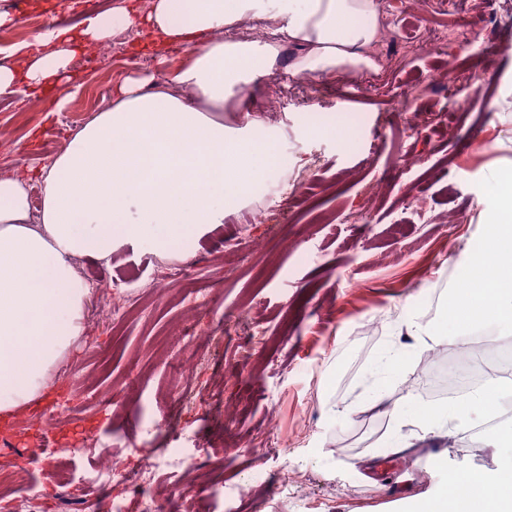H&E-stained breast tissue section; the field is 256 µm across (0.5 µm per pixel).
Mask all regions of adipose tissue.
I'll list each match as a JSON object with an SVG mask.
<instances>
[{"label": "adipose tissue", "instance_id": "obj_1", "mask_svg": "<svg viewBox=\"0 0 512 512\" xmlns=\"http://www.w3.org/2000/svg\"><path fill=\"white\" fill-rule=\"evenodd\" d=\"M381 0H113L88 24L37 33L16 61L0 64V99L43 105L69 95L78 53L107 47L122 27L144 20L155 55L189 48L165 82L125 79L110 105L71 131L38 170L43 198L32 209L26 170L0 172V418L24 415L54 387L52 371L85 332L89 286L74 258L111 261L134 245L170 258L247 201L282 168L274 128L261 119L235 129L224 107L241 111L240 90L274 69L283 46L297 54L295 76L378 72ZM275 27V41L239 39L252 20ZM497 208L434 322L414 324L419 341L461 347L474 337H512V173L490 186ZM412 353L389 347L361 402L381 408L391 434L385 450L431 435L453 436L511 376L487 378L453 404L414 394L389 402L387 386Z\"/></svg>", "mask_w": 512, "mask_h": 512}]
</instances>
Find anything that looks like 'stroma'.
<instances>
[{"label": "stroma", "instance_id": "35a3bbf8", "mask_svg": "<svg viewBox=\"0 0 512 512\" xmlns=\"http://www.w3.org/2000/svg\"><path fill=\"white\" fill-rule=\"evenodd\" d=\"M42 0L24 8L12 47L45 28L96 15L103 0ZM428 0L410 15L407 0H382L386 26L408 28L412 43L384 41L389 56L376 78L314 77L311 98L280 92L272 76L249 83L255 117L277 128L287 175H272L246 206L225 213L190 254L161 259L125 246L105 264L78 258L91 289L82 341L54 370L63 393L47 404L57 419L15 424L0 464L28 465V484L14 498L28 512H112L127 498L113 459L135 472L148 458H187L155 492L168 503L183 484L203 492L202 512H408L415 496L440 492L432 464L451 475L491 474L505 464L480 422L455 437L429 436L387 456L375 450L390 430L376 408L333 417L332 406L357 405L377 358L391 343H409L397 326L406 297L420 286L432 295L417 320L439 314L483 234L481 211H493L487 186L512 169V112L493 101L512 100V16L497 0L462 11L464 26L493 49L470 57L471 70L489 76L473 84L469 111H456L454 84H434L448 68L447 50H433L419 22L443 9ZM136 25L101 53L99 69L77 67L76 96L44 114L21 100L0 102V169H38L70 131L98 107L97 94L127 77L163 76L189 52L172 48L158 63ZM345 113V138L321 134ZM418 155L434 174L404 166ZM303 159L296 168L294 159ZM423 166V167H424ZM426 197L428 212L416 209ZM186 280L166 278L169 269ZM426 353H419L389 387L390 400L408 393L431 397ZM188 373L179 405L164 414L160 401L174 376ZM97 435L93 461L76 460L74 483L51 478L55 458L39 453L36 437L67 448ZM248 453H237L241 440ZM224 451L223 459L212 456ZM263 470L262 483L249 476Z\"/></svg>", "mask_w": 512, "mask_h": 512}]
</instances>
